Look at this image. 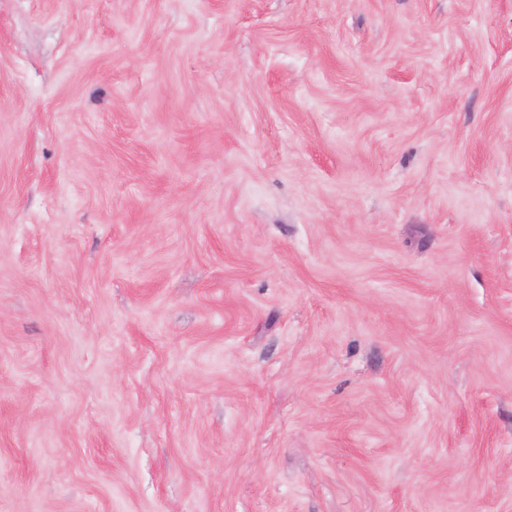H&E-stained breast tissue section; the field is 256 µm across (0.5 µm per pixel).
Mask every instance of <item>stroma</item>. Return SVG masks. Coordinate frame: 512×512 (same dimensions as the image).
Returning <instances> with one entry per match:
<instances>
[{
  "label": "stroma",
  "instance_id": "obj_1",
  "mask_svg": "<svg viewBox=\"0 0 512 512\" xmlns=\"http://www.w3.org/2000/svg\"><path fill=\"white\" fill-rule=\"evenodd\" d=\"M0 512H512V0H0Z\"/></svg>",
  "mask_w": 512,
  "mask_h": 512
}]
</instances>
